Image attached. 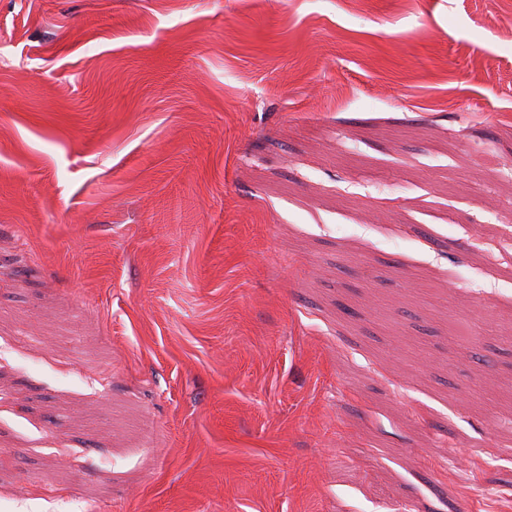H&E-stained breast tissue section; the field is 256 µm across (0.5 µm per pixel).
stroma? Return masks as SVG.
<instances>
[{"mask_svg":"<svg viewBox=\"0 0 512 512\" xmlns=\"http://www.w3.org/2000/svg\"><path fill=\"white\" fill-rule=\"evenodd\" d=\"M512 0H0V512H512Z\"/></svg>","mask_w":512,"mask_h":512,"instance_id":"1","label":"stroma"}]
</instances>
